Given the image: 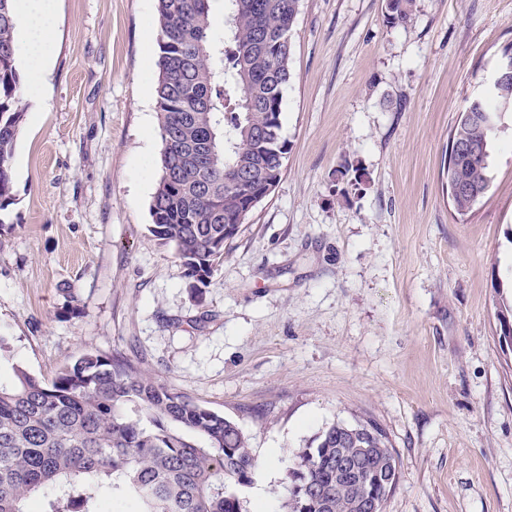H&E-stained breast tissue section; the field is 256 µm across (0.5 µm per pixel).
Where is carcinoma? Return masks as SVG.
<instances>
[{
    "label": "carcinoma",
    "mask_w": 512,
    "mask_h": 512,
    "mask_svg": "<svg viewBox=\"0 0 512 512\" xmlns=\"http://www.w3.org/2000/svg\"><path fill=\"white\" fill-rule=\"evenodd\" d=\"M211 2L156 0L161 150L150 232L174 247L194 288L206 286L241 231L239 224L224 233L241 198L280 181L300 0H224L222 37ZM411 4L388 0L390 17L405 20ZM18 31L11 0H0V212L13 203L10 159L24 111ZM511 112L512 81L459 112L448 144L481 149L448 154V186L470 189L455 196L456 214L487 192L490 150ZM207 143L211 158L184 155L185 146ZM374 425L336 421L295 449L280 512H308L304 478L315 490L314 512H358V496L381 493L391 453L363 461L365 481L336 471V456L377 447ZM255 467L237 423L154 381L129 356L87 350L48 382L19 365L10 383L0 382V512H105L106 497L130 503L126 512H243L241 490Z\"/></svg>",
    "instance_id": "cac0c4a2"
}]
</instances>
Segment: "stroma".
<instances>
[{
	"label": "stroma",
	"instance_id": "obj_1",
	"mask_svg": "<svg viewBox=\"0 0 512 512\" xmlns=\"http://www.w3.org/2000/svg\"><path fill=\"white\" fill-rule=\"evenodd\" d=\"M156 0H58L0 223V335L51 380L123 353L235 421L257 459L245 512H278L295 449L374 419L399 478L382 512H512V119L464 217L448 135L512 48V0H300L282 176L194 291L149 232L160 174ZM81 300L64 308L65 292Z\"/></svg>",
	"mask_w": 512,
	"mask_h": 512
}]
</instances>
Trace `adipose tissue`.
Masks as SVG:
<instances>
[{"mask_svg":"<svg viewBox=\"0 0 512 512\" xmlns=\"http://www.w3.org/2000/svg\"><path fill=\"white\" fill-rule=\"evenodd\" d=\"M14 9L28 62L29 79L36 83L52 59L56 0H15Z\"/></svg>","mask_w":512,"mask_h":512,"instance_id":"ef3b65f1","label":"adipose tissue"}]
</instances>
